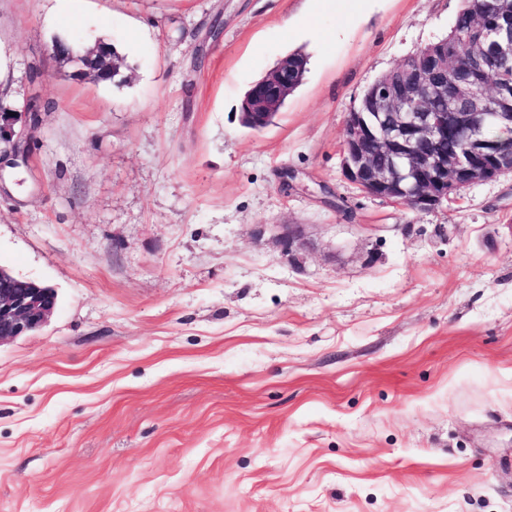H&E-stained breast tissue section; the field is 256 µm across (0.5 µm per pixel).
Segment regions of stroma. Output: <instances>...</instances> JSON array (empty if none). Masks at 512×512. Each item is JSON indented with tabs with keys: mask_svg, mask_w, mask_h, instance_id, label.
I'll return each mask as SVG.
<instances>
[{
	"mask_svg": "<svg viewBox=\"0 0 512 512\" xmlns=\"http://www.w3.org/2000/svg\"><path fill=\"white\" fill-rule=\"evenodd\" d=\"M463 0H0V512H512V175L413 212L342 172L348 112ZM106 41L122 85L28 65ZM302 84L255 131L279 59ZM277 224L310 250L289 260ZM302 64L289 55L281 58L273 70L255 81L245 93L241 105L243 123L253 129L268 127L282 108L288 96L296 89L292 86L295 72ZM21 121V128L15 131V125ZM1 129L8 132L7 138L1 135ZM35 129L27 122V112H0V167L2 164L14 165L18 158H24L28 152L30 135ZM274 226L277 231L275 239L289 259L294 258L299 251L310 248L311 244L305 237L303 225L277 224ZM53 290L0 267V345L47 323L56 306Z\"/></svg>",
	"mask_w": 512,
	"mask_h": 512,
	"instance_id": "35a3bbf8",
	"label": "stroma"
}]
</instances>
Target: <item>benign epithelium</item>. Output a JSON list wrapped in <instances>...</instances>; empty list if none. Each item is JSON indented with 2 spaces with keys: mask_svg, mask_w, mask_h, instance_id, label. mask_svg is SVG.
<instances>
[{
  "mask_svg": "<svg viewBox=\"0 0 512 512\" xmlns=\"http://www.w3.org/2000/svg\"><path fill=\"white\" fill-rule=\"evenodd\" d=\"M476 52L468 59L477 73L472 81L448 91L439 73L448 70V51L441 48L427 64L408 72L391 70L367 90L370 110L350 112L342 151L344 177L363 193L425 212L439 207L466 188L512 174V154L489 136L493 128L512 130V85L500 88L505 108L489 111V97L478 77L492 59L512 60V0H500L497 17L481 24L474 35ZM74 59L76 72L99 79L120 73L119 62L109 59L106 44L98 42L82 57L74 56L64 41L52 46L49 58ZM302 64L285 56L273 70L255 81L242 100L243 123L253 129L268 127L288 96L295 90ZM443 109L436 110L433 103ZM0 165H13L25 157L33 128L27 113L0 112ZM452 133H463L469 142L467 155L446 154L433 145ZM374 140L376 154L365 151ZM275 239L288 258L310 248L302 225H275ZM55 309L53 289L21 280L0 267V344L23 336L47 323Z\"/></svg>",
  "mask_w": 512,
  "mask_h": 512,
  "instance_id": "1",
  "label": "benign epithelium"
}]
</instances>
